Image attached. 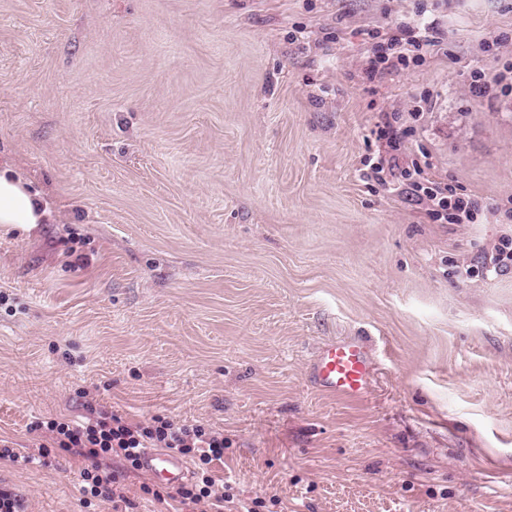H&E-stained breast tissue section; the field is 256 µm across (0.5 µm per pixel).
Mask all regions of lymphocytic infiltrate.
I'll use <instances>...</instances> for the list:
<instances>
[{"label": "lymphocytic infiltrate", "mask_w": 512, "mask_h": 512, "mask_svg": "<svg viewBox=\"0 0 512 512\" xmlns=\"http://www.w3.org/2000/svg\"><path fill=\"white\" fill-rule=\"evenodd\" d=\"M419 26L405 24L391 30L377 46L369 61L373 72L402 70L421 60L423 48L431 46ZM428 159L414 162L406 179L412 197L434 220L443 224L470 223L475 205L470 197L448 187H440L428 176ZM32 430H47L50 444L81 457L86 467L81 476L84 494L105 499L117 494L114 473L103 471L102 460L118 458L127 471L141 468V457L150 448L165 449L170 455L192 457L199 468L191 484L179 486L174 498L183 505L207 506L208 512H224L226 496L210 465L224 456V435L203 425L185 424L170 418H154L148 425L133 423L104 406H88L84 418L60 416L47 422L35 421Z\"/></svg>", "instance_id": "lymphocytic-infiltrate-1"}]
</instances>
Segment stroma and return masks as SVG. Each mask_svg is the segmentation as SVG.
<instances>
[{
  "mask_svg": "<svg viewBox=\"0 0 512 512\" xmlns=\"http://www.w3.org/2000/svg\"><path fill=\"white\" fill-rule=\"evenodd\" d=\"M429 24L409 70L372 32ZM512 0H0V156L52 221L0 232V440L106 405L224 434L257 512H512ZM483 70L484 95L470 89ZM398 154L390 187L366 157ZM478 199L433 221L396 187ZM357 338L364 398L319 390ZM81 458L0 465L25 512H174ZM422 158L413 162L412 170L408 169L405 176L414 201L441 224L470 223L475 210L473 201L465 194L448 188V185L436 186L428 176L430 163L427 155L422 154ZM313 369L322 391L344 399L362 396L373 372L367 348L358 339L325 345Z\"/></svg>",
  "mask_w": 512,
  "mask_h": 512,
  "instance_id": "obj_1",
  "label": "stroma"
}]
</instances>
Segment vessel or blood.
Returning a JSON list of instances; mask_svg holds the SVG:
<instances>
[{
    "label": "vessel or blood",
    "mask_w": 512,
    "mask_h": 512,
    "mask_svg": "<svg viewBox=\"0 0 512 512\" xmlns=\"http://www.w3.org/2000/svg\"><path fill=\"white\" fill-rule=\"evenodd\" d=\"M372 372L367 348L357 339L325 345L314 364L315 380L321 390L344 399L362 396ZM143 467L155 481L169 486L181 483L186 475L182 462L155 451L144 455Z\"/></svg>",
    "instance_id": "1"
}]
</instances>
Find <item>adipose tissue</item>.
<instances>
[{
  "label": "adipose tissue",
  "mask_w": 512,
  "mask_h": 512,
  "mask_svg": "<svg viewBox=\"0 0 512 512\" xmlns=\"http://www.w3.org/2000/svg\"><path fill=\"white\" fill-rule=\"evenodd\" d=\"M51 211L42 194L9 163L0 162V228H31L44 224Z\"/></svg>",
  "instance_id": "ef3b65f1"
}]
</instances>
